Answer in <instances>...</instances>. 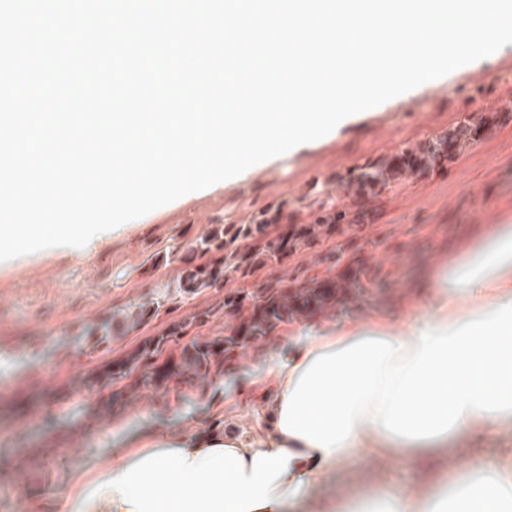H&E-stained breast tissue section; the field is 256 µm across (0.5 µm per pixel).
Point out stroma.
Returning <instances> with one entry per match:
<instances>
[{
	"label": "stroma",
	"instance_id": "1",
	"mask_svg": "<svg viewBox=\"0 0 512 512\" xmlns=\"http://www.w3.org/2000/svg\"><path fill=\"white\" fill-rule=\"evenodd\" d=\"M487 78L475 85L467 68L423 84L358 113L354 122L296 152L257 168L248 180L183 197L104 236L97 251L51 248L0 263V512H60L62 490L75 469L100 450L119 447L124 431L139 428L178 439L213 426L244 431L253 423L251 380L275 352L299 343L302 329L341 320L360 324L376 315L408 331L420 315L414 296L424 276L439 271L497 225H512V44L478 60ZM497 97L502 114L484 117L479 103ZM467 128L443 168L406 173L375 195L357 194L350 177L383 165L410 147ZM335 208L351 224L349 236H321L310 249L268 265L223 289L190 298L166 296L181 264L174 246L208 235L220 224H249L263 211H281L286 224H311ZM369 270L362 292L327 312L280 324L263 342L238 351L224 378L209 387L165 392L148 386L112 412L110 422L87 418L90 407L114 397L122 384L87 385L102 366L122 361L146 339L175 322L208 312L194 327L201 341L227 333L225 292L336 280L346 266ZM153 301L159 311L136 329L115 328L103 344L88 330L130 305ZM389 480L394 492L417 485L413 460L354 461L332 472L303 500L300 512L348 501L347 512H379L377 502L350 501L356 476Z\"/></svg>",
	"mask_w": 512,
	"mask_h": 512
}]
</instances>
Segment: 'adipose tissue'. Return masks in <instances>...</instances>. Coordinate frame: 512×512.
<instances>
[{
	"label": "adipose tissue",
	"mask_w": 512,
	"mask_h": 512,
	"mask_svg": "<svg viewBox=\"0 0 512 512\" xmlns=\"http://www.w3.org/2000/svg\"><path fill=\"white\" fill-rule=\"evenodd\" d=\"M420 290L411 335L382 316L307 329L252 379L250 433L128 434L81 469L61 512H283L354 460L429 461L512 429V226ZM469 470L374 497L385 512H512V448L471 457Z\"/></svg>",
	"instance_id": "ef3b65f1"
}]
</instances>
